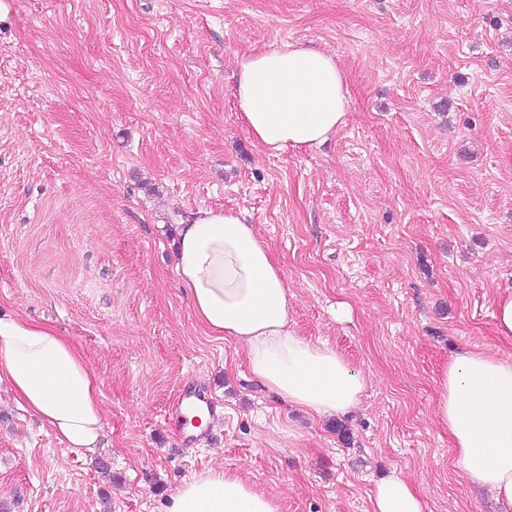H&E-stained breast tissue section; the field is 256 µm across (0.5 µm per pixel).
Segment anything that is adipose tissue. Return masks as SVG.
<instances>
[{
    "mask_svg": "<svg viewBox=\"0 0 512 512\" xmlns=\"http://www.w3.org/2000/svg\"><path fill=\"white\" fill-rule=\"evenodd\" d=\"M236 96L265 151L318 147L346 122L347 88L337 62L289 44L238 57ZM175 270L208 335L241 343L253 376L288 404L320 416L357 407L363 375L324 343L299 336L290 291L253 225L230 212L197 210L181 225ZM0 384L65 443L98 448L101 391L75 347L48 326L0 314ZM436 417L448 429L468 480L512 512V362L485 353L453 356L437 381ZM373 512H425L399 475L376 483ZM167 512H281L279 499L237 472L207 468L171 496Z\"/></svg>",
    "mask_w": 512,
    "mask_h": 512,
    "instance_id": "ef3b65f1",
    "label": "adipose tissue"
}]
</instances>
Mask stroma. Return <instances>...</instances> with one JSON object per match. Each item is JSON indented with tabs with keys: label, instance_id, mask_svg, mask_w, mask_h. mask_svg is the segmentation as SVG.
I'll return each mask as SVG.
<instances>
[{
	"label": "stroma",
	"instance_id": "obj_1",
	"mask_svg": "<svg viewBox=\"0 0 512 512\" xmlns=\"http://www.w3.org/2000/svg\"><path fill=\"white\" fill-rule=\"evenodd\" d=\"M0 23V314L68 338L96 372L103 437L65 446L0 387V512H165L224 467L282 512H372L405 477L426 512H500L435 415L453 355L512 360V0H5ZM301 43L333 56L345 125L258 147L235 62ZM253 224L297 333L366 379L324 418L282 401L208 336L175 271L199 209ZM347 304L348 319L336 317ZM220 411L182 447L185 381ZM493 318L497 335L512 339V289L498 296ZM196 401L207 404L211 410H213L214 403L212 402V399L209 398L207 392L200 391L199 389L197 390L193 386H188L181 393L177 403L173 404L166 412L165 422L169 425L173 423L183 425L182 420L186 417V406Z\"/></svg>",
	"mask_w": 512,
	"mask_h": 512
}]
</instances>
